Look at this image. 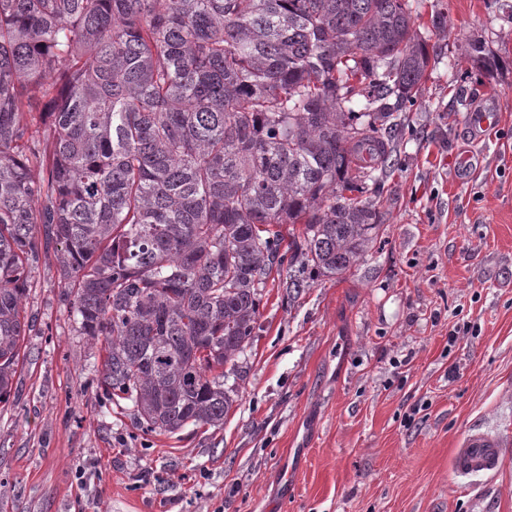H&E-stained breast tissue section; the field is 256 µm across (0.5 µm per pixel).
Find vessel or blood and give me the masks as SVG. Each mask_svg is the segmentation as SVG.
I'll return each instance as SVG.
<instances>
[{
    "label": "vessel or blood",
    "mask_w": 512,
    "mask_h": 512,
    "mask_svg": "<svg viewBox=\"0 0 512 512\" xmlns=\"http://www.w3.org/2000/svg\"><path fill=\"white\" fill-rule=\"evenodd\" d=\"M512 446V435L471 427L463 434L455 451L458 476L473 478L497 475L505 464V450Z\"/></svg>",
    "instance_id": "obj_1"
}]
</instances>
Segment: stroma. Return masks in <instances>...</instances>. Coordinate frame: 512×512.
I'll use <instances>...</instances> for the list:
<instances>
[{
    "instance_id": "obj_1",
    "label": "stroma",
    "mask_w": 512,
    "mask_h": 512,
    "mask_svg": "<svg viewBox=\"0 0 512 512\" xmlns=\"http://www.w3.org/2000/svg\"><path fill=\"white\" fill-rule=\"evenodd\" d=\"M410 2L438 60L402 112L383 231L343 275L268 285L222 427L143 434L98 391L55 258L33 263L0 512H512V459L453 470L468 428L512 427V0Z\"/></svg>"
}]
</instances>
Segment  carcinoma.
<instances>
[{
    "label": "carcinoma",
    "mask_w": 512,
    "mask_h": 512,
    "mask_svg": "<svg viewBox=\"0 0 512 512\" xmlns=\"http://www.w3.org/2000/svg\"><path fill=\"white\" fill-rule=\"evenodd\" d=\"M430 62L409 0H0V403L51 251L102 395L224 424L272 275L372 249Z\"/></svg>",
    "instance_id": "cac0c4a2"
}]
</instances>
